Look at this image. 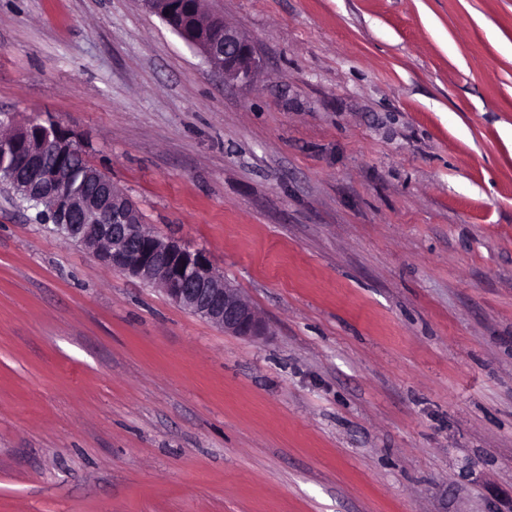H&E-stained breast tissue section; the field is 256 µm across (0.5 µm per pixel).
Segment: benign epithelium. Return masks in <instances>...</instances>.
<instances>
[{"mask_svg":"<svg viewBox=\"0 0 512 512\" xmlns=\"http://www.w3.org/2000/svg\"><path fill=\"white\" fill-rule=\"evenodd\" d=\"M153 14L170 22L181 38L199 49L210 67L235 80H249L261 65L254 44L220 16L199 26L197 0H143ZM0 150L13 166L32 175L15 180L9 191L19 201L34 200L56 220L53 232L90 251L103 265L158 287L180 308L198 315L225 333L247 339L265 335L264 321L218 274L206 255L173 240L142 230L137 209L111 182L95 179L97 191L68 186L69 161L75 156L72 134L32 118L16 129Z\"/></svg>","mask_w":512,"mask_h":512,"instance_id":"obj_1","label":"benign epithelium"}]
</instances>
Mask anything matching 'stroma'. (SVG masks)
<instances>
[{
	"mask_svg": "<svg viewBox=\"0 0 512 512\" xmlns=\"http://www.w3.org/2000/svg\"><path fill=\"white\" fill-rule=\"evenodd\" d=\"M0 0V119L75 136L246 340L0 194V512H502L512 0ZM145 7L170 22L189 45L199 49L210 67L224 78L250 80L261 65L254 44L220 16L195 22L197 0H142Z\"/></svg>",
	"mask_w": 512,
	"mask_h": 512,
	"instance_id": "35a3bbf8",
	"label": "stroma"
}]
</instances>
